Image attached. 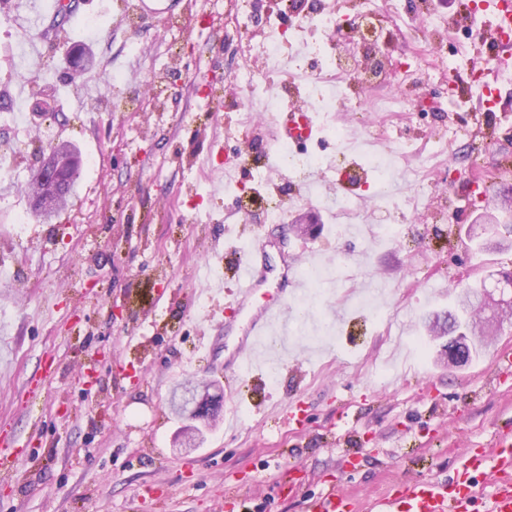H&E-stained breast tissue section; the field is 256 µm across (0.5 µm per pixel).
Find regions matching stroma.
I'll return each instance as SVG.
<instances>
[{"mask_svg":"<svg viewBox=\"0 0 512 512\" xmlns=\"http://www.w3.org/2000/svg\"><path fill=\"white\" fill-rule=\"evenodd\" d=\"M16 2L0 0V88L23 89L0 110L10 156L0 171V512H311L332 483L367 506L399 481L448 482L467 448L512 429V374L493 365L512 356V325L458 366L425 327L463 289L512 271L511 245L486 251L474 238L486 203L512 224V81L485 75L481 29L440 0L380 5L385 79L368 96L402 97L406 109L373 113L381 140L360 135L344 157L331 138L312 143L337 167L302 187L258 177L272 123L260 112L243 124L248 91L232 75L260 67L269 21L287 29L324 6L353 20L361 0H296L288 11L263 0L245 15L238 0H174L134 29L124 19L135 0H85L61 28L47 5L38 21L12 23ZM51 26L56 42H41ZM75 48L97 62L76 80ZM445 56L455 74L433 68ZM118 73L140 87L137 107ZM489 83L498 94L486 112ZM439 138L448 150L430 166V198L398 209ZM57 139L81 159L76 195L48 222L17 223L30 211L31 169ZM398 140L416 151L390 197L346 179L344 167ZM300 188L307 201L268 223L267 207ZM355 197L360 218L339 232L336 206ZM302 215L313 234L290 231ZM387 225L398 241L384 238ZM265 234L330 276L287 357L231 374L232 312L201 286L216 275L234 288V253ZM361 292L388 324L358 307ZM189 380L207 382L238 425L204 426L182 454L186 421L168 401ZM13 442L29 444L26 457L7 451Z\"/></svg>","mask_w":512,"mask_h":512,"instance_id":"35a3bbf8","label":"stroma"}]
</instances>
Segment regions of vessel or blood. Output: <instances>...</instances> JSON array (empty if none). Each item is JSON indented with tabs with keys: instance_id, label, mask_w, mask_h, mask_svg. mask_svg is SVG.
I'll return each mask as SVG.
<instances>
[{
	"instance_id": "1",
	"label": "vessel or blood",
	"mask_w": 512,
	"mask_h": 512,
	"mask_svg": "<svg viewBox=\"0 0 512 512\" xmlns=\"http://www.w3.org/2000/svg\"><path fill=\"white\" fill-rule=\"evenodd\" d=\"M484 30L490 36L489 50L500 55L504 49L502 37L512 28V0H494L486 14ZM275 138L288 142L297 152L306 151L318 129L309 110H286L275 126ZM271 240H264L256 248L236 260L238 288L231 304L238 312L248 315L244 335L238 340L231 358L236 367L248 364L257 347L276 351L283 345L276 326L291 312V301L300 294L305 284L292 274L286 256H274ZM274 283L275 293L256 311L248 305L259 286ZM494 469L497 477L490 495L488 512H512V435L500 434L489 447L474 449L464 472L445 484L415 481L404 486L397 496L382 500L377 512H479L480 498L477 481L487 469Z\"/></svg>"
}]
</instances>
